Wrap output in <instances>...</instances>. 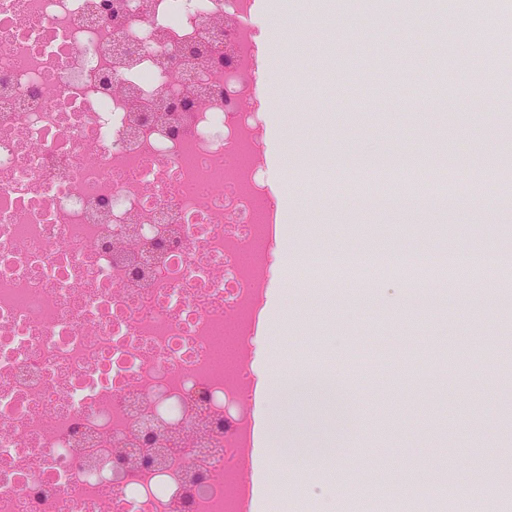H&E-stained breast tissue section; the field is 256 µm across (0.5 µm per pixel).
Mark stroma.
<instances>
[{
	"label": "stroma",
	"mask_w": 512,
	"mask_h": 512,
	"mask_svg": "<svg viewBox=\"0 0 512 512\" xmlns=\"http://www.w3.org/2000/svg\"><path fill=\"white\" fill-rule=\"evenodd\" d=\"M319 10V0H256L249 18L269 49L260 63L262 109L278 132L263 173L277 261L269 319L257 327L250 366L254 413L268 430L265 450L278 478L273 500L288 512H322L323 493L340 476L374 492L386 478L405 493L431 481L483 494L495 477L512 475V424L499 417L512 410L501 371L512 362V346L500 343L512 334L505 326L512 310L487 299L494 271L457 282L453 307L434 312L391 304L412 286L403 276L343 281L336 300L309 305L292 290L279 256L285 246L317 257L365 244L429 257L512 252V235L495 232L512 226V216L495 208L497 191L431 209L379 210L290 183L291 164L312 154L338 172L385 155L405 163L431 157L462 180L512 165V89L474 86L466 51L437 65L404 54L411 39L440 40L446 27L486 34L494 22L462 14L443 24L412 14L369 41L358 34V16L324 23ZM286 15L294 26L270 40L269 29ZM447 69L458 73L456 85H445ZM420 83L428 86L422 98L413 90ZM365 295L379 306L363 307ZM482 337L497 340L496 355L479 349ZM460 370L469 384L448 391L449 374ZM311 375L338 387L349 410L343 424L274 395V379ZM456 436L464 444L459 452L449 447Z\"/></svg>",
	"instance_id": "35a3bbf8"
}]
</instances>
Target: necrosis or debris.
Instances as JSON below:
<instances>
[{
    "instance_id": "necrosis-or-debris-1",
    "label": "necrosis or debris",
    "mask_w": 512,
    "mask_h": 512,
    "mask_svg": "<svg viewBox=\"0 0 512 512\" xmlns=\"http://www.w3.org/2000/svg\"><path fill=\"white\" fill-rule=\"evenodd\" d=\"M254 2L0 0V512H237L245 366L215 363L209 338L230 324L249 347L268 269ZM411 12L447 14L367 0L360 26ZM184 95L192 109L156 111ZM376 168L339 196L426 209L462 191L429 160ZM454 270L417 262L410 302L446 303ZM146 418L168 466H120ZM369 501L458 507L435 482Z\"/></svg>"
}]
</instances>
